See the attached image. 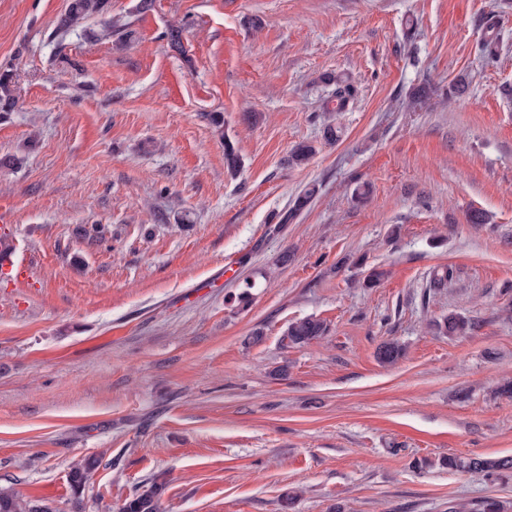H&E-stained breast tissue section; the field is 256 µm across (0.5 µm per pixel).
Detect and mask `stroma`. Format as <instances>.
<instances>
[{
    "label": "stroma",
    "mask_w": 512,
    "mask_h": 512,
    "mask_svg": "<svg viewBox=\"0 0 512 512\" xmlns=\"http://www.w3.org/2000/svg\"><path fill=\"white\" fill-rule=\"evenodd\" d=\"M137 2L111 0L129 37H89L94 18L54 41L68 0H0V158L20 160L0 168V237L31 268L0 274V487L53 512H119L156 478L161 512L512 502V478L442 465L512 457V0ZM334 75L356 95L330 144ZM302 142L315 155L289 165ZM451 314L465 335L437 329ZM307 316L327 336L289 345ZM389 339L405 355L385 366ZM99 467L98 458H86L75 463L69 472V482L75 493H79L92 479Z\"/></svg>",
    "instance_id": "stroma-1"
}]
</instances>
